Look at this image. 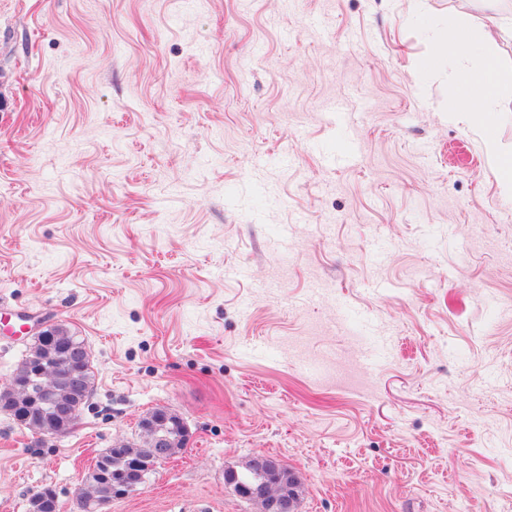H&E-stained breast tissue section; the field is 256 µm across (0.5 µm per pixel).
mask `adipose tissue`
<instances>
[{
    "label": "adipose tissue",
    "instance_id": "1",
    "mask_svg": "<svg viewBox=\"0 0 512 512\" xmlns=\"http://www.w3.org/2000/svg\"><path fill=\"white\" fill-rule=\"evenodd\" d=\"M506 39H512V28L504 27L492 19L477 25L466 22L458 24L436 41L430 54L415 62L414 71L419 75L426 73L443 56L481 57L482 63L477 69L460 70L457 97L452 110L456 116L473 115L474 103L491 102L496 94L499 71L489 50Z\"/></svg>",
    "mask_w": 512,
    "mask_h": 512
}]
</instances>
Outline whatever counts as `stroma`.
<instances>
[{
	"label": "stroma",
	"instance_id": "1",
	"mask_svg": "<svg viewBox=\"0 0 512 512\" xmlns=\"http://www.w3.org/2000/svg\"><path fill=\"white\" fill-rule=\"evenodd\" d=\"M494 15L512 0H0V389L41 319L94 372L70 435L0 412V512L46 486L76 512L157 408L188 444L107 512H257L225 473L260 453L298 512H512V198L448 117L458 64L410 75ZM491 53L512 155V40Z\"/></svg>",
	"mask_w": 512,
	"mask_h": 512
}]
</instances>
